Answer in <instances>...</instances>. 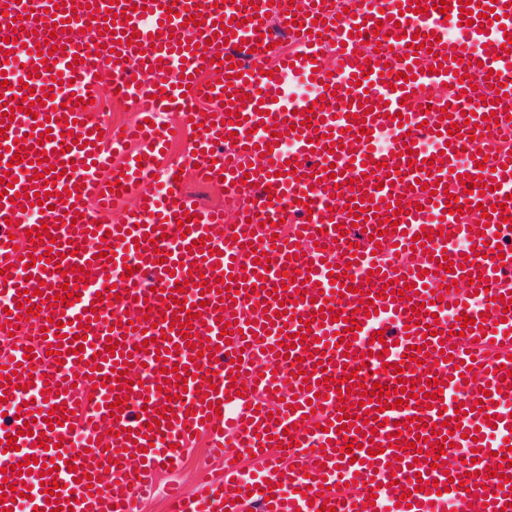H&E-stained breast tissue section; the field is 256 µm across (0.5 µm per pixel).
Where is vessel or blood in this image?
Masks as SVG:
<instances>
[{
  "instance_id": "b4317fda",
  "label": "vessel or blood",
  "mask_w": 512,
  "mask_h": 512,
  "mask_svg": "<svg viewBox=\"0 0 512 512\" xmlns=\"http://www.w3.org/2000/svg\"><path fill=\"white\" fill-rule=\"evenodd\" d=\"M427 2L420 14L416 0H343L341 15L326 0H0V48L9 37L31 47L28 80L0 62L8 80L0 98L15 110L0 115L7 146L0 155V337L13 342L0 357L12 373L0 379V469L20 493L8 512H53L59 500L46 493L57 483L60 500L74 499L73 512H137L157 471L177 470L200 435L224 459V477H202L193 500L171 494L168 512H317L323 505L447 512L452 498L472 512H512V465H503L512 461V310L504 308L512 299V250L497 249L512 236V207L493 212L487 226L470 224L478 205L494 199L465 193L459 180L466 174L512 195V153L497 152L483 170L459 162L463 140L486 133L487 115L512 130V53L502 51L512 40V0H471L470 10L485 19L469 26L460 22L459 0H445L444 15L437 0ZM193 8L204 24H189ZM29 14L41 26L16 24ZM307 18L311 33H299ZM361 21L387 31L381 48L354 34ZM88 27L96 42L71 39ZM419 31L424 48L413 59L409 46ZM39 42L55 48L52 70L41 68ZM218 54L233 65H213ZM106 69L138 125L111 129L84 109ZM406 70L412 80L397 79ZM463 70L467 78L458 79ZM183 71L191 76L187 90L175 79ZM296 79L311 96L294 93ZM57 81L76 94L70 111L58 97L39 102ZM230 86L240 99H229ZM30 92L38 102L29 117L18 99ZM319 100L323 108L313 109ZM230 113L241 116L240 126L227 123ZM183 129L193 130L196 143L187 165L197 177L226 183L227 196L238 200L233 223L223 210L186 207L174 179L179 166L165 161ZM46 131L50 139L37 143ZM386 132L389 148L375 149ZM65 141L71 151L62 150ZM16 143L23 157H15ZM48 163L53 171H45ZM107 167L136 198L118 222L107 218L118 198L100 177ZM158 174L168 189L162 196L153 189ZM6 176L14 185L3 184ZM353 178L359 188H351ZM37 192L43 202L35 206ZM398 202L412 204L411 213L393 215ZM29 214L48 225L47 236L27 237ZM184 218L186 234L177 228ZM282 219L289 229L279 234L274 225ZM430 229L433 239L423 238ZM460 239L468 249L457 247ZM262 251L265 266L254 261ZM442 257L451 271L440 270ZM128 266L133 274H125ZM196 269L202 283L188 284ZM455 270L462 280H453ZM336 274L353 277L346 296L333 291ZM225 278L228 295L220 291ZM102 282L115 284L119 301L98 300ZM66 283L80 300L61 308L54 296ZM409 286L415 296H402ZM25 291L39 317L18 309ZM363 291L374 295L375 313L358 310ZM179 293L185 306L171 301ZM322 293L329 296L323 305ZM197 303L202 315L188 336L174 322ZM457 303L473 325L456 321ZM131 313L141 317L140 330L129 325ZM348 316L357 330L347 331ZM228 324L237 332L223 344L218 336ZM299 332L307 335L301 346ZM110 342L115 352L106 351ZM399 367L410 383L439 379L441 399L422 410L407 395L382 411L336 391L335 379L351 371L366 386L397 389ZM25 389L37 404H24ZM118 400L124 411L116 419L110 405ZM216 408L221 418H212ZM52 418L58 427H49ZM372 418L379 428H370ZM401 422L407 431L398 430ZM453 425L459 433H450ZM45 438L52 449L41 447ZM447 438L452 448L440 451ZM401 439L411 449L398 448ZM346 443L354 459L342 457ZM135 445L144 454L133 464L127 450ZM229 447L241 462L225 460ZM462 448L474 451L473 461H462ZM249 458L263 463L262 476L245 471ZM49 462L55 475L42 472ZM498 468L506 482L492 477ZM38 473L44 488L36 492L29 481ZM86 474L91 483H82Z\"/></svg>"
}]
</instances>
